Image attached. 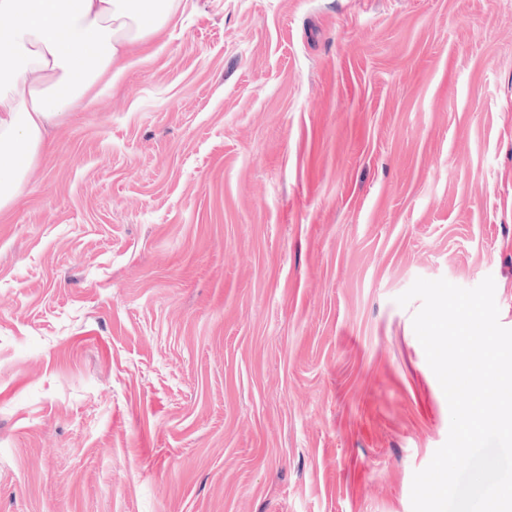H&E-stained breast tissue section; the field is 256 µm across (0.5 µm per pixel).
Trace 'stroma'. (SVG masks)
<instances>
[{
	"instance_id": "35a3bbf8",
	"label": "stroma",
	"mask_w": 512,
	"mask_h": 512,
	"mask_svg": "<svg viewBox=\"0 0 512 512\" xmlns=\"http://www.w3.org/2000/svg\"><path fill=\"white\" fill-rule=\"evenodd\" d=\"M0 217V512H412L417 278L512 328V0H180Z\"/></svg>"
}]
</instances>
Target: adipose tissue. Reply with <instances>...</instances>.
<instances>
[{"instance_id":"obj_1","label":"adipose tissue","mask_w":512,"mask_h":512,"mask_svg":"<svg viewBox=\"0 0 512 512\" xmlns=\"http://www.w3.org/2000/svg\"><path fill=\"white\" fill-rule=\"evenodd\" d=\"M178 0H0V214L52 126L166 31Z\"/></svg>"}]
</instances>
